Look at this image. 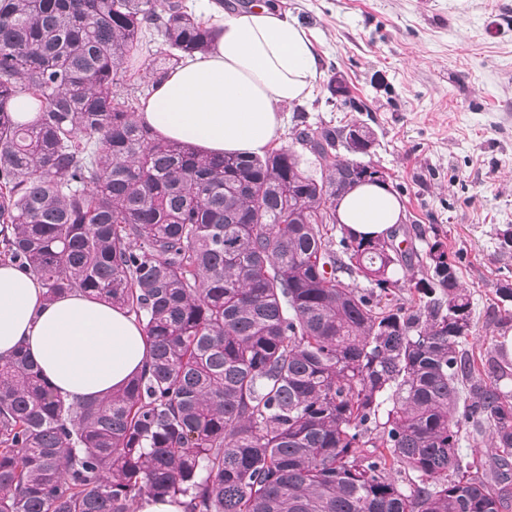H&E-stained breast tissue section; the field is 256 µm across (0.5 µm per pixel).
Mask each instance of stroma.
I'll return each instance as SVG.
<instances>
[{
	"mask_svg": "<svg viewBox=\"0 0 512 512\" xmlns=\"http://www.w3.org/2000/svg\"><path fill=\"white\" fill-rule=\"evenodd\" d=\"M309 30L322 60L312 95L284 114L275 147L312 126L367 127L364 162L382 169L402 226L437 228L472 303L474 355L502 349L496 290L512 281V0H277ZM166 50L146 36L119 98L146 97ZM350 90L352 104L331 94Z\"/></svg>",
	"mask_w": 512,
	"mask_h": 512,
	"instance_id": "stroma-1",
	"label": "stroma"
}]
</instances>
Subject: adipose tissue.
Wrapping results in <instances>:
<instances>
[{"mask_svg": "<svg viewBox=\"0 0 512 512\" xmlns=\"http://www.w3.org/2000/svg\"><path fill=\"white\" fill-rule=\"evenodd\" d=\"M209 52L181 62L136 114L164 140L206 154L263 153L286 107L303 102L321 73L310 33L270 0L227 10L210 4ZM339 220L357 236L387 234L402 218L388 186L362 184L343 197ZM24 351L65 401L101 399L139 373L142 327L110 302L80 292L47 299L40 282L0 265V359Z\"/></svg>", "mask_w": 512, "mask_h": 512, "instance_id": "adipose-tissue-1", "label": "adipose tissue"}]
</instances>
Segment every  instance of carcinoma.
<instances>
[{
    "mask_svg": "<svg viewBox=\"0 0 512 512\" xmlns=\"http://www.w3.org/2000/svg\"><path fill=\"white\" fill-rule=\"evenodd\" d=\"M154 30L156 81L214 39L186 0H0V256L50 299L112 301L149 344L98 401H65L21 351L0 363V512H512V363L462 347L470 295L438 230L414 228L422 253L394 231L332 249L359 183L334 128L295 135L318 174L289 148L156 138L116 99ZM496 296L512 322V285Z\"/></svg>",
    "mask_w": 512,
    "mask_h": 512,
    "instance_id": "1",
    "label": "carcinoma"
}]
</instances>
